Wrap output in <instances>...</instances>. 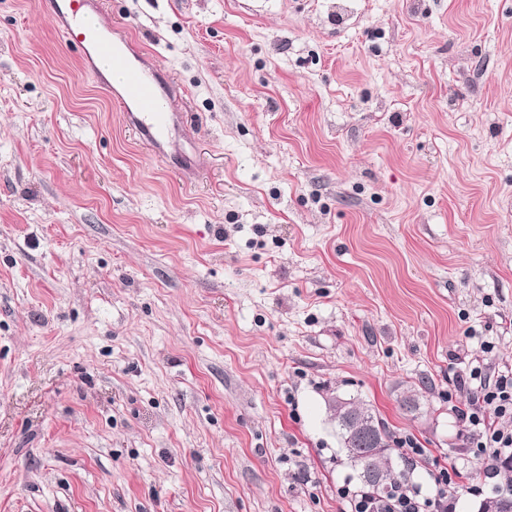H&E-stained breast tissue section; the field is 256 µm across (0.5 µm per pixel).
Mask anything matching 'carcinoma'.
<instances>
[{"instance_id": "1", "label": "carcinoma", "mask_w": 512, "mask_h": 512, "mask_svg": "<svg viewBox=\"0 0 512 512\" xmlns=\"http://www.w3.org/2000/svg\"><path fill=\"white\" fill-rule=\"evenodd\" d=\"M334 420L341 448L361 486L384 496L406 477V458L391 448L392 434L370 406L355 397H338ZM478 512H512V479L481 501Z\"/></svg>"}]
</instances>
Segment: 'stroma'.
Listing matches in <instances>:
<instances>
[{"instance_id":"obj_1","label":"stroma","mask_w":512,"mask_h":512,"mask_svg":"<svg viewBox=\"0 0 512 512\" xmlns=\"http://www.w3.org/2000/svg\"><path fill=\"white\" fill-rule=\"evenodd\" d=\"M47 2L0 0V512H340L338 396L455 512L504 484L457 410L512 369V0H102L163 161Z\"/></svg>"}]
</instances>
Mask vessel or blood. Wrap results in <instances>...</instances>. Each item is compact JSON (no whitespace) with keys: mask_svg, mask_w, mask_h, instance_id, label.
Masks as SVG:
<instances>
[{"mask_svg":"<svg viewBox=\"0 0 512 512\" xmlns=\"http://www.w3.org/2000/svg\"><path fill=\"white\" fill-rule=\"evenodd\" d=\"M99 5V0H58L51 16L61 37L81 48L85 62L106 61L122 76L117 104L142 143L149 150H156L170 138L174 126L169 93L137 65V52L121 27H113L106 34L89 24L90 13Z\"/></svg>","mask_w":512,"mask_h":512,"instance_id":"b4317fda","label":"vessel or blood"}]
</instances>
